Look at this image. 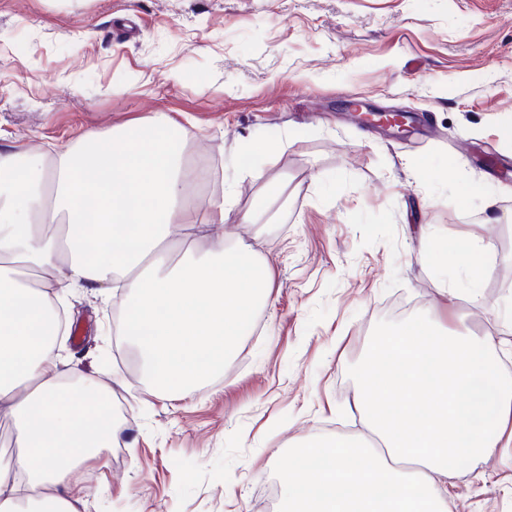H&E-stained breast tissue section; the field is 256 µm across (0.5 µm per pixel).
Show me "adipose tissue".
Returning a JSON list of instances; mask_svg holds the SVG:
<instances>
[{"label":"adipose tissue","instance_id":"ef3b65f1","mask_svg":"<svg viewBox=\"0 0 512 512\" xmlns=\"http://www.w3.org/2000/svg\"><path fill=\"white\" fill-rule=\"evenodd\" d=\"M186 131L167 115L85 136L51 163L0 152V412L14 450L0 460V512H79L75 471L112 441V401L88 408L67 390L74 372L45 338L68 292L123 290L119 325L144 378L188 396L237 346L271 286L266 261L210 234L231 213L232 188L185 203ZM206 243L169 263L173 234ZM490 336L432 319L379 337L357 371L353 408L378 447L305 441L279 473L278 512H449L448 481L463 459L512 447V383Z\"/></svg>","mask_w":512,"mask_h":512}]
</instances>
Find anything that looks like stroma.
<instances>
[{
  "label": "stroma",
  "instance_id": "1",
  "mask_svg": "<svg viewBox=\"0 0 512 512\" xmlns=\"http://www.w3.org/2000/svg\"><path fill=\"white\" fill-rule=\"evenodd\" d=\"M355 97L416 119L352 121ZM158 112L189 132L193 203L216 194L201 170L233 185L211 233L258 252L271 288L188 398L144 381L107 301L70 297L61 353L110 387L121 443L77 471L80 512H267L259 488L293 448L366 437L372 337L437 314L512 344V0H0L1 149L49 156ZM262 139L279 148L257 178L240 157ZM260 204L265 223H241ZM472 235L493 272L448 301L445 258ZM448 498L512 512V467L460 461Z\"/></svg>",
  "mask_w": 512,
  "mask_h": 512
}]
</instances>
